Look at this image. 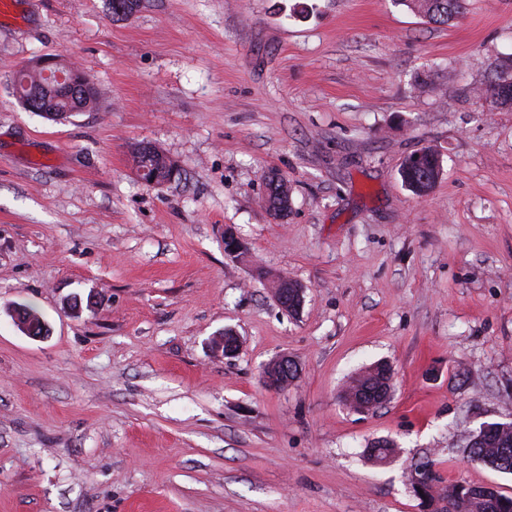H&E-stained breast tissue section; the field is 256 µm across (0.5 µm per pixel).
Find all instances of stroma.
<instances>
[{
  "label": "stroma",
  "instance_id": "stroma-1",
  "mask_svg": "<svg viewBox=\"0 0 512 512\" xmlns=\"http://www.w3.org/2000/svg\"><path fill=\"white\" fill-rule=\"evenodd\" d=\"M42 54L98 108H24L11 77ZM502 72L512 0L443 26L394 0H143L128 19L19 0L0 20V512H426L425 460L512 495L465 452L512 421V105L483 96ZM140 142L172 181L139 179ZM423 148L443 172L419 197L400 168ZM280 276L305 286L299 313ZM283 355L300 376L275 390ZM379 361L391 399L352 411L345 386ZM378 439L398 446L384 463ZM140 143L132 151L133 161L142 168H147L145 176L151 177L153 172H159L160 178L157 180L154 178L150 184L152 185H163L168 181L162 179L163 175L171 174L170 166L175 163L157 146L147 143L149 148L143 150L139 149ZM157 181H160L157 183ZM274 297L282 309L297 313L304 305L305 288L288 277H281L274 291ZM14 318L20 330L26 335H28L27 331H33L34 335H40L43 329H45L46 334L48 332V323L44 317L29 306L19 305L15 309ZM299 375L297 364L288 356H281L272 360L264 370V378L270 388L276 389L288 385ZM295 376L294 379H291Z\"/></svg>",
  "mask_w": 512,
  "mask_h": 512
}]
</instances>
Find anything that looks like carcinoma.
I'll return each mask as SVG.
<instances>
[{
  "label": "carcinoma",
  "mask_w": 512,
  "mask_h": 512,
  "mask_svg": "<svg viewBox=\"0 0 512 512\" xmlns=\"http://www.w3.org/2000/svg\"><path fill=\"white\" fill-rule=\"evenodd\" d=\"M419 14L429 24L446 25L456 17L464 14L466 0H397ZM12 85L14 95L21 97L34 96L38 100L36 108L46 111V118L61 121L76 112H86L94 109L97 104L96 89L80 88L65 100L50 88L49 78L40 70L16 71ZM133 161L147 169L146 176L158 172L160 175L171 174L170 166L173 161L157 146L152 145L143 150L134 148ZM430 164L412 170L400 171L402 181L411 187L429 179ZM15 321L22 332L31 331L36 335L48 329L44 317L35 309L20 305L15 309ZM386 366L382 363L373 365L359 373L343 392V399L352 409L358 407V394L374 392L382 378ZM468 456L481 460L491 467L512 472V430L496 429L483 434L480 439L468 448ZM427 487L435 494L442 496L448 492L465 501V512H512V496L496 492L497 499L492 500L485 495V486L480 484L456 483L451 487L443 484L441 478L433 469V463L428 461L417 466Z\"/></svg>",
  "instance_id": "cac0c4a2"
}]
</instances>
